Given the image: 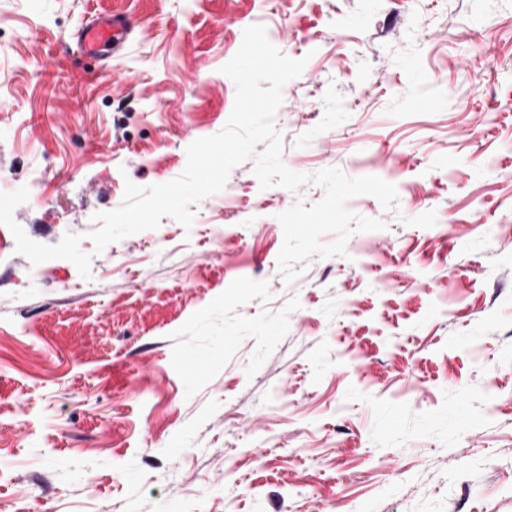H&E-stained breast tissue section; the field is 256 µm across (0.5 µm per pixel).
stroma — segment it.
<instances>
[{
	"mask_svg": "<svg viewBox=\"0 0 512 512\" xmlns=\"http://www.w3.org/2000/svg\"><path fill=\"white\" fill-rule=\"evenodd\" d=\"M252 25L307 61L283 163L399 213L352 198L385 229L285 282L277 216L325 191L249 160L191 227L95 250L225 127ZM0 195V512H512V0H0ZM132 29L128 16L99 12L85 19L76 40L87 59L101 61L122 51Z\"/></svg>",
	"mask_w": 512,
	"mask_h": 512,
	"instance_id": "obj_1",
	"label": "stroma"
}]
</instances>
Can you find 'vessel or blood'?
Returning <instances> with one entry per match:
<instances>
[{"label":"vessel or blood","instance_id":"b4317fda","mask_svg":"<svg viewBox=\"0 0 512 512\" xmlns=\"http://www.w3.org/2000/svg\"><path fill=\"white\" fill-rule=\"evenodd\" d=\"M132 29L128 16L99 12L85 19L76 40L87 59L101 61L122 51Z\"/></svg>","mask_w":512,"mask_h":512}]
</instances>
